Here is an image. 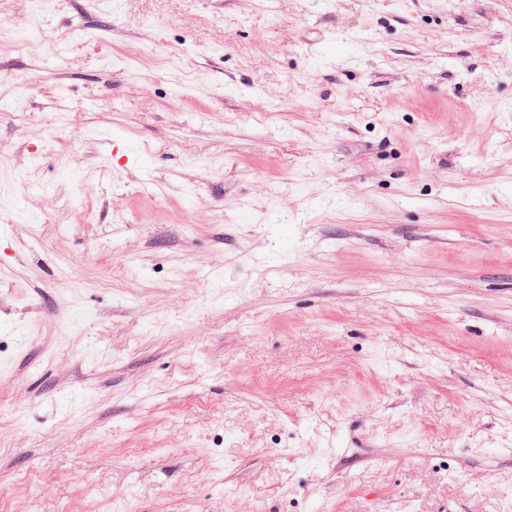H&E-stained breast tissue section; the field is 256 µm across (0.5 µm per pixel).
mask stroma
<instances>
[{
    "mask_svg": "<svg viewBox=\"0 0 512 512\" xmlns=\"http://www.w3.org/2000/svg\"><path fill=\"white\" fill-rule=\"evenodd\" d=\"M0 512H512V0H0Z\"/></svg>",
    "mask_w": 512,
    "mask_h": 512,
    "instance_id": "obj_1",
    "label": "stroma"
}]
</instances>
